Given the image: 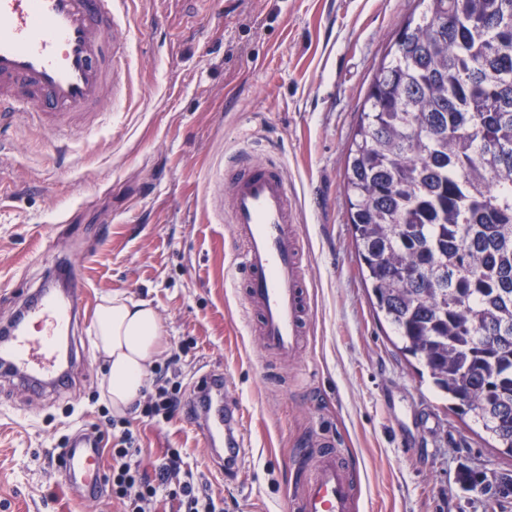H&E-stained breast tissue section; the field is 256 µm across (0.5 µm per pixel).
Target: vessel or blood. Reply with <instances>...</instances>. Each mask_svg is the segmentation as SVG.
Listing matches in <instances>:
<instances>
[{"instance_id":"obj_1","label":"vessel or blood","mask_w":512,"mask_h":512,"mask_svg":"<svg viewBox=\"0 0 512 512\" xmlns=\"http://www.w3.org/2000/svg\"><path fill=\"white\" fill-rule=\"evenodd\" d=\"M130 0H0V125L38 126L64 134L75 121L94 127L111 111L122 78L113 37L122 28L115 8ZM232 181L226 208L234 226L231 268L244 285L242 303L254 316L264 350L280 361L295 359L305 337L303 240L290 212L292 193L280 160L244 151L223 171ZM56 264L69 276L66 293L40 290L14 321L0 331V374L16 376L32 388L67 384L59 357L61 340L83 317L86 291L70 259ZM224 388V375L212 370L196 386L199 404L187 408V420L210 445L220 471L242 463L239 408L233 399L212 401ZM314 470L292 512H355L353 470L326 440ZM56 467L62 484L92 503L103 495L102 450L82 433L69 437Z\"/></svg>"}]
</instances>
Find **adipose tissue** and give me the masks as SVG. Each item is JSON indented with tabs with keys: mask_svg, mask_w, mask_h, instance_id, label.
I'll return each mask as SVG.
<instances>
[{
	"mask_svg": "<svg viewBox=\"0 0 512 512\" xmlns=\"http://www.w3.org/2000/svg\"><path fill=\"white\" fill-rule=\"evenodd\" d=\"M161 338L160 320L148 303L114 296L100 305L95 345L107 366L102 395L113 412L125 413L140 398Z\"/></svg>",
	"mask_w": 512,
	"mask_h": 512,
	"instance_id": "1",
	"label": "adipose tissue"
}]
</instances>
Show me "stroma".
<instances>
[{
    "label": "stroma",
    "instance_id": "obj_1",
    "mask_svg": "<svg viewBox=\"0 0 512 512\" xmlns=\"http://www.w3.org/2000/svg\"><path fill=\"white\" fill-rule=\"evenodd\" d=\"M422 10L419 0H136L118 47L128 88L117 111L65 140L35 127L0 133V323L59 256L89 294L70 335L68 389L37 395L0 377V512H123L108 492L81 502L55 463L78 430L112 445L94 347L109 295L159 316L147 380L189 393L221 371L244 418V460L222 478L183 413L159 424L129 409L147 474L177 448L224 512H291L330 437L359 471V512H512L457 483L464 467L512 475V457L487 448L402 353L361 280L348 222L345 160L368 88ZM247 146L281 158L303 238L306 336L285 367L226 278L234 227L212 204L229 194L218 171Z\"/></svg>",
    "mask_w": 512,
    "mask_h": 512
}]
</instances>
